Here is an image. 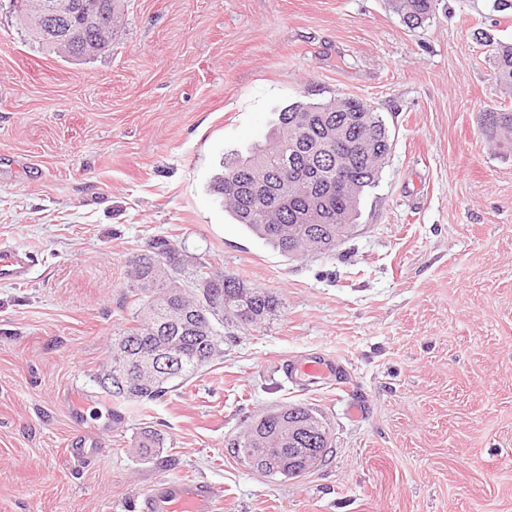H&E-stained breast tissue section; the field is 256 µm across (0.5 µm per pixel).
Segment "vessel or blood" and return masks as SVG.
Returning a JSON list of instances; mask_svg holds the SVG:
<instances>
[{
    "mask_svg": "<svg viewBox=\"0 0 512 512\" xmlns=\"http://www.w3.org/2000/svg\"><path fill=\"white\" fill-rule=\"evenodd\" d=\"M31 266L30 252L0 246V283L25 281ZM288 369L317 386L338 379L341 366L335 359L314 353L304 360L290 362ZM132 512H217V501L209 485L182 480L152 488L133 502Z\"/></svg>",
    "mask_w": 512,
    "mask_h": 512,
    "instance_id": "obj_1",
    "label": "vessel or blood"
}]
</instances>
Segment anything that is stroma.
Wrapping results in <instances>:
<instances>
[{
	"instance_id": "1",
	"label": "stroma",
	"mask_w": 512,
	"mask_h": 512,
	"mask_svg": "<svg viewBox=\"0 0 512 512\" xmlns=\"http://www.w3.org/2000/svg\"><path fill=\"white\" fill-rule=\"evenodd\" d=\"M123 3L84 64L0 7V242L33 255L0 283V512H128L168 480L207 482L219 512H512V152L485 129L512 91L478 38L512 43V9L438 0L412 30L390 0ZM337 95L381 113L391 154L356 235L292 260L209 182L282 108ZM158 237L282 307L163 399L108 410L92 375L132 317L125 261ZM312 353L344 389L288 381ZM295 403L330 429L315 470L271 478L225 448ZM146 426L169 463L137 454ZM80 434L101 448L90 470Z\"/></svg>"
}]
</instances>
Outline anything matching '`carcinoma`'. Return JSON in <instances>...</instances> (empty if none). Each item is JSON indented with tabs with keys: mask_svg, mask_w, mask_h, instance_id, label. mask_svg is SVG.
<instances>
[{
	"mask_svg": "<svg viewBox=\"0 0 512 512\" xmlns=\"http://www.w3.org/2000/svg\"><path fill=\"white\" fill-rule=\"evenodd\" d=\"M46 0H18L15 14L25 21L43 10ZM405 25L422 26L434 11L435 0H395ZM121 0H106L100 24L116 34ZM35 47L73 54L74 41L44 39L24 27ZM494 79L512 90V45L495 43ZM492 134L512 149V112L486 113ZM348 129L352 141L370 136L374 154L350 159L336 154L335 129ZM391 150L389 131L379 112L367 102L343 97L327 102L297 101L278 114L269 141L248 155L224 161L211 189L222 198L224 211L235 223L290 259L307 253L331 256L357 228L359 204L375 187ZM342 180L358 186L345 194ZM273 192L265 208L258 207L254 187ZM128 291L136 302L132 324L112 336L110 362L93 376L103 394L148 405L163 398L171 383L187 381L224 358V341L239 330H256L280 310L276 294L247 285L239 276L187 260L186 249L158 237L127 259ZM175 360L173 371L155 369L162 357ZM313 414L301 405L267 411L253 418L248 432L227 443L235 457L270 477L304 476L288 470V417ZM164 451L160 435L144 428L138 453L158 458Z\"/></svg>",
	"mask_w": 512,
	"mask_h": 512,
	"instance_id": "cac0c4a2",
	"label": "carcinoma"
}]
</instances>
